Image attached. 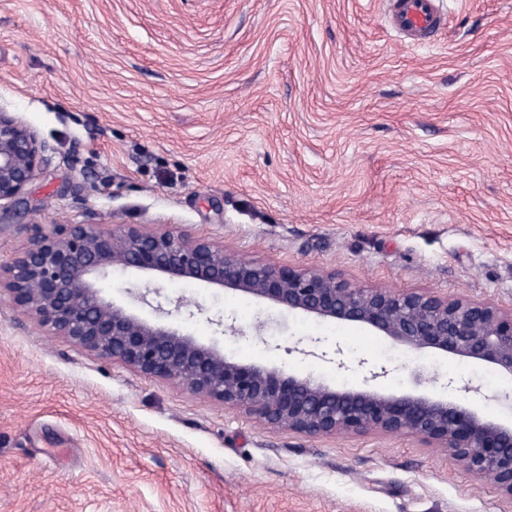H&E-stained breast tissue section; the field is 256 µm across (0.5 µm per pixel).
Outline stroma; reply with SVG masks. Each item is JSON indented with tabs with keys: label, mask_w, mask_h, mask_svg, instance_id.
Returning <instances> with one entry per match:
<instances>
[{
	"label": "stroma",
	"mask_w": 512,
	"mask_h": 512,
	"mask_svg": "<svg viewBox=\"0 0 512 512\" xmlns=\"http://www.w3.org/2000/svg\"><path fill=\"white\" fill-rule=\"evenodd\" d=\"M432 41L384 0H0V112L48 161L0 204V262L34 227L188 230L237 258L359 288L512 309V0H446ZM240 361L333 386L512 378L188 281L113 272L102 297ZM202 313H192V305ZM268 323L257 327L255 311ZM349 367L288 354L299 340ZM0 512H512L494 481L409 434L309 438L53 334L0 293Z\"/></svg>",
	"instance_id": "obj_1"
}]
</instances>
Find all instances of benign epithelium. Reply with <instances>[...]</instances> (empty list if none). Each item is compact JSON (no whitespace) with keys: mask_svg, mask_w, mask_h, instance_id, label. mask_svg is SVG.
<instances>
[{"mask_svg":"<svg viewBox=\"0 0 512 512\" xmlns=\"http://www.w3.org/2000/svg\"><path fill=\"white\" fill-rule=\"evenodd\" d=\"M37 133L0 113V202L18 200L46 162ZM113 270L162 281L227 288L320 320L374 329L396 344L433 349L493 366L512 377V311L486 302L357 288L334 272L261 265L224 253L207 238L136 224H54L0 263V288L56 334L143 375L244 410L266 425L310 438L410 433L448 452L512 498V423L487 418L470 400L390 394L371 384L340 388L282 368L244 363L192 335L105 300L98 284Z\"/></svg>","mask_w":512,"mask_h":512,"instance_id":"benign-epithelium-1","label":"benign epithelium"}]
</instances>
